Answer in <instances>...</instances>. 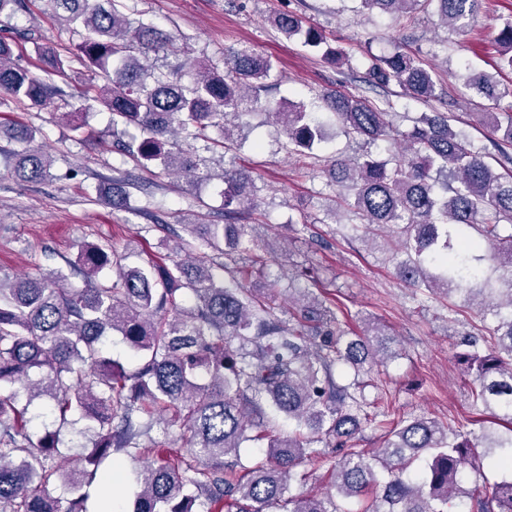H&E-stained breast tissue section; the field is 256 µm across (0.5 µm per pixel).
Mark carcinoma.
Wrapping results in <instances>:
<instances>
[{"mask_svg": "<svg viewBox=\"0 0 512 512\" xmlns=\"http://www.w3.org/2000/svg\"><path fill=\"white\" fill-rule=\"evenodd\" d=\"M359 2L364 15L395 17L435 2L441 21L452 26L482 7V0ZM53 7L78 42L63 53L26 28L0 35V93L31 108L52 107L60 90L51 77L65 76L77 60L89 72L80 100L112 113L116 152L141 169L182 176L189 187L206 165L199 150L234 148L236 131L272 76L271 60L248 46L224 50L222 73L189 57L176 70L150 65L149 53L167 50L171 36L130 19L125 0H53ZM28 9L29 0H0V15ZM271 23L330 65L348 64V52L302 16L279 12ZM18 40L33 43L42 75L14 63ZM498 41L512 68V22ZM101 75L107 78L102 85ZM365 75L373 89L394 84L425 105L442 101L437 74L398 46L367 55ZM466 86L494 101L512 95L484 72L470 74ZM321 103L345 132L393 145L388 159L370 152L338 156L327 169L330 185L347 188V205L360 220L351 231L389 233L398 240L397 273L406 285L443 297L463 293L482 319L495 322L492 344L480 349L469 338L459 358L473 377L474 401L507 422L506 434L487 430L474 443L451 425L413 418L388 431L384 448L355 450L361 421L370 420L371 373L400 355L394 338L374 321L355 336L327 326L329 309L308 288L299 290L301 304L287 321L245 288L270 272L243 225L257 210L255 182L229 166L224 223L183 225L187 258L172 268L157 261L132 266L130 254L111 243L87 242L69 263L82 275L80 288L59 269L0 276V512H88L82 488L116 454L133 464L132 512H341L337 495L366 497L360 512H446L453 498L476 500L480 512H512V477L496 483L487 501L462 486L465 473L477 486L485 468H512V274L508 287L493 288L481 267L488 258L512 268V173L496 172L446 112H423L402 131L391 120L388 98L378 105L338 91ZM275 116L288 153L309 157L325 141V124L304 105L290 102ZM482 121L502 133L496 147L503 162L512 163V113L485 112ZM120 124L137 129L140 140H121ZM34 138L32 130L0 125L1 140L23 144L9 153L16 175L52 179L53 156L32 145ZM127 185L122 180L98 189L97 201L127 208ZM233 253L251 260L226 282L215 256ZM111 332L136 359L134 371L104 355ZM43 397L60 423L93 437L71 466L59 432H31L30 405ZM268 408L295 431L281 433ZM156 424L180 425L184 447L150 457L153 447L143 437ZM333 441L349 451L332 468L329 491L291 493L295 468L321 459L314 444ZM246 442L259 448L250 464H224L239 457ZM57 481L69 497L53 496Z\"/></svg>", "mask_w": 512, "mask_h": 512, "instance_id": "obj_1", "label": "carcinoma"}]
</instances>
